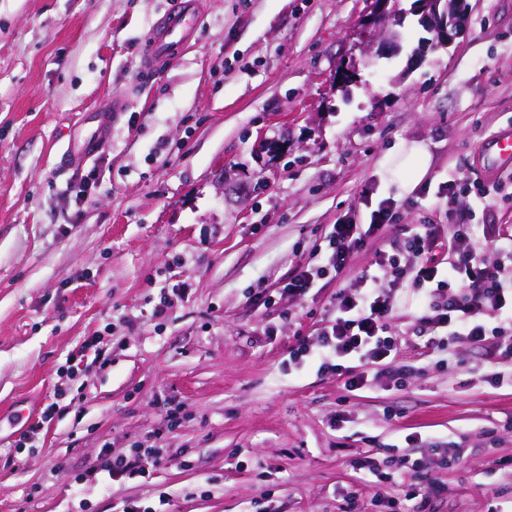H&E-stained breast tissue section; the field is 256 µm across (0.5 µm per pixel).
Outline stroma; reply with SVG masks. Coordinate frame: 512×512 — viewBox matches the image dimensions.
<instances>
[{"instance_id":"35a3bbf8","label":"stroma","mask_w":512,"mask_h":512,"mask_svg":"<svg viewBox=\"0 0 512 512\" xmlns=\"http://www.w3.org/2000/svg\"><path fill=\"white\" fill-rule=\"evenodd\" d=\"M170 2L0 0V512H122L163 492L168 512H413L417 482L434 487L426 512H512V388L487 382L483 349L422 352L402 314L404 386L288 366L403 225L480 223L470 191L437 192L512 128V0H466L463 34L418 67L417 17L378 56L370 0H201L186 47L145 71ZM110 96L125 104L109 135L68 162ZM411 142L429 168L403 193L381 162ZM388 197L398 224L338 282L254 300L327 225ZM92 339L104 358L70 373ZM395 445L426 472L353 468ZM140 446L158 450L148 477L104 480V458Z\"/></svg>"}]
</instances>
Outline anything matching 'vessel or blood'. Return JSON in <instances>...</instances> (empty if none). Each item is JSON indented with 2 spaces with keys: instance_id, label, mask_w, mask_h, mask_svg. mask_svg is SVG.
I'll return each instance as SVG.
<instances>
[{
  "instance_id": "obj_1",
  "label": "vessel or blood",
  "mask_w": 512,
  "mask_h": 512,
  "mask_svg": "<svg viewBox=\"0 0 512 512\" xmlns=\"http://www.w3.org/2000/svg\"><path fill=\"white\" fill-rule=\"evenodd\" d=\"M199 14V0H177L153 25L149 32L148 54L145 66L159 67L168 57L178 53L187 44L194 22ZM118 102H111L101 109L95 118L96 129L90 136L70 140L65 154L72 160L85 161L94 154L96 142L106 135L110 127V115L118 111ZM494 162L503 166L512 165V128L499 132L481 148Z\"/></svg>"
}]
</instances>
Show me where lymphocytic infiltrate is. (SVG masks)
Here are the masks:
<instances>
[{
  "label": "lymphocytic infiltrate",
  "instance_id": "f902f5d3",
  "mask_svg": "<svg viewBox=\"0 0 512 512\" xmlns=\"http://www.w3.org/2000/svg\"><path fill=\"white\" fill-rule=\"evenodd\" d=\"M399 210L389 198L371 211L368 223L346 219L330 225L323 257L298 264L277 291L258 288L256 299L269 307L338 279L368 238L397 223ZM404 235L414 265L403 268L395 255L377 252L376 264L391 277V288L377 287L375 275L366 271L355 288L337 289L330 301L333 314L317 329L316 348L299 343L289 352V364L315 360L320 370L343 376L349 390L364 388L374 371L397 358L388 329L401 301L427 333L428 346L459 340L482 348L494 366L488 382L512 386V231L497 224H456L445 235L435 224H409ZM480 237L490 253L475 249Z\"/></svg>",
  "mask_w": 512,
  "mask_h": 512
}]
</instances>
